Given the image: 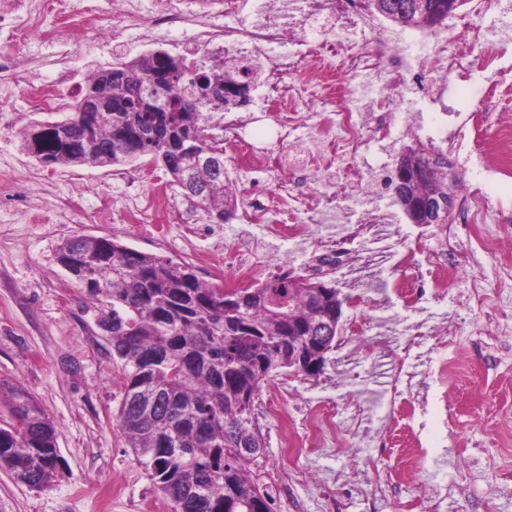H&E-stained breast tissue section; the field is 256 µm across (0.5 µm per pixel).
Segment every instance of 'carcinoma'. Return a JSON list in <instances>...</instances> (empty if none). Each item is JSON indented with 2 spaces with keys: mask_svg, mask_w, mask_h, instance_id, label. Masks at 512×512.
Wrapping results in <instances>:
<instances>
[{
  "mask_svg": "<svg viewBox=\"0 0 512 512\" xmlns=\"http://www.w3.org/2000/svg\"><path fill=\"white\" fill-rule=\"evenodd\" d=\"M416 0H380L385 18L400 25L416 16ZM416 24L432 29L448 19V0H422ZM163 89L167 110L143 109L141 86L155 69L152 54L96 71L79 88L67 128L40 122L22 133V148L45 166H120L149 156L172 177L178 194L212 224L236 216L237 199L224 175L198 166L183 149L205 138L203 124L229 106L202 99L187 83L188 61L169 56ZM198 113L196 127L185 123ZM448 156L421 153L396 166L388 188L409 198L448 194ZM193 172V184L182 175ZM87 298L101 305L99 326L122 364L124 392L117 422L155 493L171 512H273L274 497L255 468L266 447L254 403L264 382L283 371L309 375L323 368L336 341V287L301 274L279 275L232 291L201 282L187 263L142 253L106 236H78L56 248ZM327 332L315 347L297 340ZM0 406L12 422L0 425V467L29 487L50 485L58 473L57 431L38 402L19 385L0 383Z\"/></svg>",
  "mask_w": 512,
  "mask_h": 512,
  "instance_id": "cac0c4a2",
  "label": "carcinoma"
}]
</instances>
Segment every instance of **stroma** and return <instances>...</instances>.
<instances>
[{"instance_id": "1", "label": "stroma", "mask_w": 512, "mask_h": 512, "mask_svg": "<svg viewBox=\"0 0 512 512\" xmlns=\"http://www.w3.org/2000/svg\"><path fill=\"white\" fill-rule=\"evenodd\" d=\"M113 8L114 0H98L96 14L74 26L65 45L47 35L27 44L0 41V55L25 62L10 85L13 109L0 114V382L22 386L44 408L57 430L60 456L56 481L41 489L17 483L0 468V512H170L116 422L121 364L98 326V309L56 260L62 240L109 236L188 263L201 281L220 285L226 272L214 264L218 246L248 245L265 278L286 266L301 274L313 261L315 241L341 238L355 222L384 215L393 223L356 239L354 261L329 276L344 305L322 374L271 378V386L287 385L293 394L284 419L267 414L266 396L255 402L266 441L260 470L273 488L275 512H365L363 494L374 490L379 471L393 477L380 512H406L425 491L439 497L440 512H473L483 500L490 512H512V436L500 427L512 416V250L490 251L481 241L497 233V225L478 232L456 225V247L468 264L442 296L408 308L390 292L401 273L399 257L419 241L436 247L438 227L411 223L388 191L374 200L347 198L336 212L319 217L310 241L296 243L266 237L261 225L237 218L212 226L209 234L194 233L206 217L171 192L170 175L147 156L136 161L142 181L131 187L119 166H43L21 148L22 130L47 119L29 111L26 89L53 83L63 67L82 83L99 68L141 56V48L117 49L98 38L99 17ZM414 100L418 126L394 113L391 136L370 139L354 163L363 177L381 175L385 163H396L407 148L441 150L460 178H471L494 206L512 208V180L474 172L466 149L426 139L425 130H439L448 118L422 95ZM158 187L170 191L169 214L147 210L136 223L125 222L130 194L145 196ZM102 193L110 200L104 216ZM418 331L423 337L405 369L423 385L417 414L404 428L425 459L410 477L399 456H378L376 444L386 433L388 385L396 371L385 348L402 346ZM440 331L448 338L443 346L433 339ZM461 361L465 369L441 385L436 371ZM315 403L335 414L340 433L290 454L281 443L283 424L304 428L305 409Z\"/></svg>"}]
</instances>
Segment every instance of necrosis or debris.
Segmentation results:
<instances>
[{
    "mask_svg": "<svg viewBox=\"0 0 512 512\" xmlns=\"http://www.w3.org/2000/svg\"><path fill=\"white\" fill-rule=\"evenodd\" d=\"M162 3V10L150 18L128 0L113 11L101 32L106 39L128 43L180 29L185 33L180 48L187 60H195L201 50L215 46L223 47L225 64L236 68L259 59L265 79L253 103L270 112L277 141H295L301 126L311 121L316 124L315 149L288 158L248 140L233 110H225L221 116L225 152L246 171L278 177L275 192L253 193L242 215L243 223L262 225L267 236L307 239L323 212L336 209L340 199L362 187L361 176L350 168L334 191L311 190V182L335 159L353 160L363 153L366 120H373L376 133L385 139L392 113L408 111L406 98L394 95L358 107L349 81L364 73L392 71L398 81L411 82L418 92L428 82L443 83L451 77L463 81L476 70L489 74L481 106L470 112L464 123H450L448 138H469L480 155L492 156L491 174L512 179V121L503 115L505 102L512 98V68L504 64L507 42L500 37L501 32L512 29V17L500 0H467L466 11L454 19L455 35L441 42L428 34L406 42L382 32L367 40L355 25L367 19L368 0H310L304 25L324 30L341 24L353 27L354 32L343 42L303 40L291 53L278 52V45L288 40L291 31L265 18L263 0H222L224 23L220 26L211 22L207 0H200L195 8L188 0ZM93 10L90 0H37L32 9L19 5L0 9V40H31L40 34L41 21L49 14L59 21L53 37L64 42L69 23ZM457 211L459 223L472 225L486 223L489 214H496L503 232L486 237L485 248L492 251L504 243L512 244V212L492 211L488 199L475 189L462 187ZM399 265L402 273L393 281L392 291L412 306L425 292L439 293L457 276L462 262L449 257L443 247L429 253L423 263L418 262L415 250H406Z\"/></svg>",
    "mask_w": 512,
    "mask_h": 512,
    "instance_id": "1",
    "label": "necrosis or debris"
}]
</instances>
